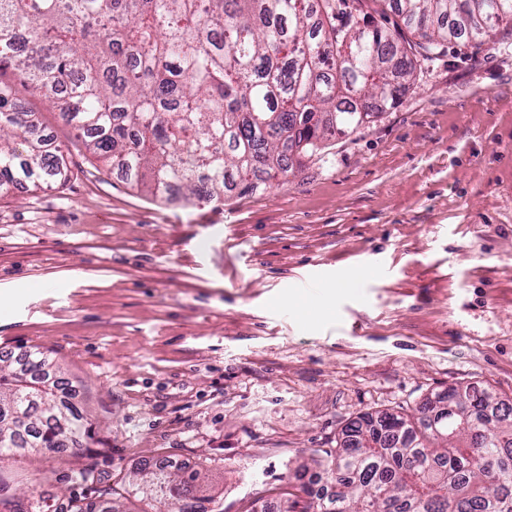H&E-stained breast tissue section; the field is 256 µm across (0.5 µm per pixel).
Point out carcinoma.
Instances as JSON below:
<instances>
[{
  "label": "carcinoma",
  "instance_id": "1",
  "mask_svg": "<svg viewBox=\"0 0 512 512\" xmlns=\"http://www.w3.org/2000/svg\"><path fill=\"white\" fill-rule=\"evenodd\" d=\"M0 0V65L63 113L97 159L153 195L174 188L222 201L287 181L335 135L395 107L417 59L448 44H488L512 24V0ZM393 27H387L388 15ZM35 112L0 82V193L67 178L64 155ZM39 354L19 370L0 359V461L93 439L74 385L58 378L27 422L9 407L42 381ZM306 495L285 512H512V403L482 386L450 387L423 416L350 422L334 451L295 474ZM74 480L99 502L60 512H124L91 468ZM136 499L153 512H199V474L154 460L136 469ZM51 497H0V512H44Z\"/></svg>",
  "mask_w": 512,
  "mask_h": 512
}]
</instances>
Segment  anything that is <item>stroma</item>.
Instances as JSON below:
<instances>
[{"label": "stroma", "mask_w": 512, "mask_h": 512, "mask_svg": "<svg viewBox=\"0 0 512 512\" xmlns=\"http://www.w3.org/2000/svg\"><path fill=\"white\" fill-rule=\"evenodd\" d=\"M0 81L71 168L0 195V353L52 358L94 431L1 462L11 494L91 500L74 470L119 486L155 458L251 512L360 416L467 384L512 401L511 30L419 62L397 107L220 204L129 185Z\"/></svg>", "instance_id": "stroma-1"}]
</instances>
